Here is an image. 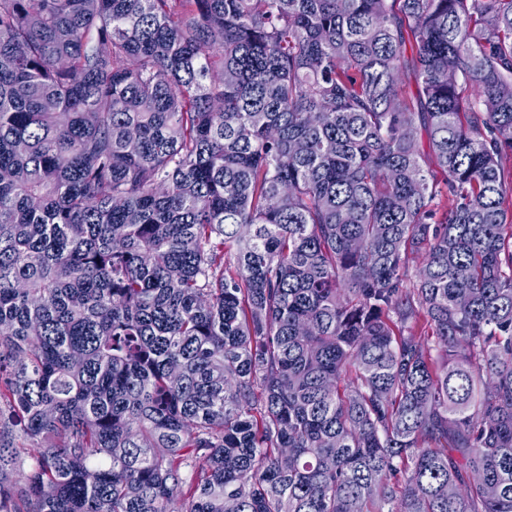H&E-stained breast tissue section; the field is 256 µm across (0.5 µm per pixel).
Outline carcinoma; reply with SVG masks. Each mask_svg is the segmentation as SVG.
Here are the masks:
<instances>
[{"instance_id": "cac0c4a2", "label": "carcinoma", "mask_w": 512, "mask_h": 512, "mask_svg": "<svg viewBox=\"0 0 512 512\" xmlns=\"http://www.w3.org/2000/svg\"><path fill=\"white\" fill-rule=\"evenodd\" d=\"M507 152L512 0H0V512H512Z\"/></svg>"}]
</instances>
